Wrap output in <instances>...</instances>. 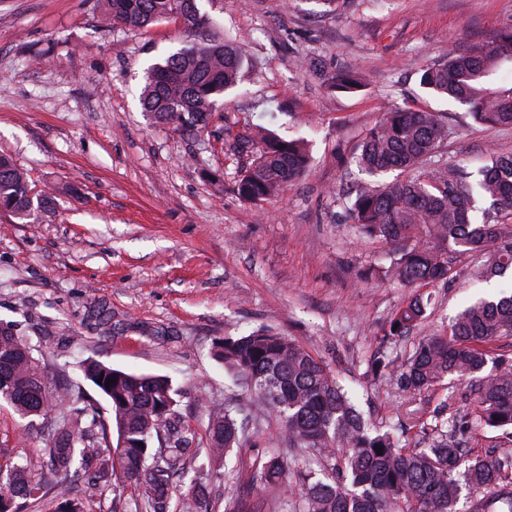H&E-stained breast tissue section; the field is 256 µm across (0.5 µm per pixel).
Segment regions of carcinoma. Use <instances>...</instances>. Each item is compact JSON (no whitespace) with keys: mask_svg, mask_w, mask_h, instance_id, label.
Listing matches in <instances>:
<instances>
[{"mask_svg":"<svg viewBox=\"0 0 512 512\" xmlns=\"http://www.w3.org/2000/svg\"><path fill=\"white\" fill-rule=\"evenodd\" d=\"M94 5L130 30L162 20L187 31L210 23L198 0H95ZM502 61L512 62V31L469 50L449 48L446 57L423 70L420 84L433 96L466 106L480 125L512 127V89L495 94L485 87ZM243 67L231 44L195 42L148 69L141 106L155 123L201 137ZM325 81L341 92L364 85L353 71L330 72ZM447 141L443 113L395 108L366 133L352 157L369 175L404 173L403 179L382 185L358 184L348 218L362 236L395 247L385 275L406 287L445 285L464 262L478 280L512 276V153H492L474 173L463 164L441 162ZM238 150L254 151L235 182L238 198L248 203L280 195L309 164L305 140L282 139L261 125L240 138ZM53 201V195L36 190L12 156L0 154V213L34 224ZM481 201L489 206L479 207ZM425 314L422 299L409 301L390 321L389 335H406ZM502 337H512V295L479 297L447 333L419 339L399 366L391 359L375 363L373 376L413 393L449 376L467 380L476 405L466 423L476 430H507L512 428V364L495 357L492 348ZM214 356L283 426L290 444L318 460V469L297 472L294 485L277 449L254 465L253 483L283 486L299 496L300 512H460L464 486L482 494L474 512H512V450L503 448L490 461L471 457L458 440V419L437 425L429 447L412 448L372 427L321 360L270 329L228 336L215 343ZM489 363L492 371L481 375ZM83 373L108 408L79 384L53 385L33 348L11 326L0 324V379L8 380L0 384V400L22 418L39 419L43 439L37 465L4 455L0 512H16L18 499L30 512H88V487L75 486L78 470L88 462L95 463L92 487H112L118 468L134 487V512H166L188 442L186 436L164 434L176 404L171 381L95 359L84 363ZM207 431L208 456L222 460L243 443L245 425L226 409ZM45 467L60 476L54 491L42 483ZM179 512H203L196 486L184 495Z\"/></svg>","mask_w":512,"mask_h":512,"instance_id":"cac0c4a2","label":"carcinoma"}]
</instances>
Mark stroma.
Segmentation results:
<instances>
[{"instance_id": "obj_1", "label": "stroma", "mask_w": 512, "mask_h": 512, "mask_svg": "<svg viewBox=\"0 0 512 512\" xmlns=\"http://www.w3.org/2000/svg\"><path fill=\"white\" fill-rule=\"evenodd\" d=\"M202 34L241 52L239 85L219 101L209 131L186 138L156 126L139 93L147 69L194 34L164 22L143 31L110 23L91 0H0V152L38 186H56L36 224L0 214V322L15 324L60 382L98 360L168 376L179 426L195 430L185 457L209 512L229 499L296 512L297 497L252 482L258 451L276 447L292 470L308 465L279 423L254 405L212 356L216 341L265 327L304 346L355 393L373 425L434 438L437 412L464 418L463 384L444 380L413 395L373 379V359H405L419 337L443 334L485 284L462 275L430 296L423 325L389 335L416 291L379 275L389 248L345 219L357 183L358 144L393 108L448 118L443 162L481 167L512 153V127L475 124L467 108L438 99L419 77L448 46L470 48L512 30V0H214ZM363 73L354 93L328 90L319 70ZM263 123L309 145V170L279 197L251 204L234 192L252 161L232 144ZM247 420V440L226 459L202 443L214 413ZM38 427L0 402V449L37 459Z\"/></svg>"}]
</instances>
